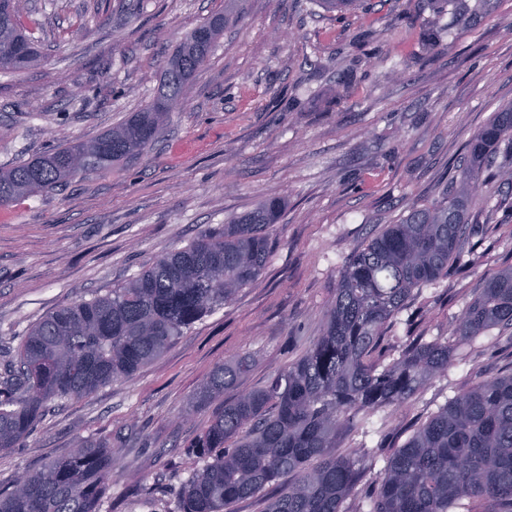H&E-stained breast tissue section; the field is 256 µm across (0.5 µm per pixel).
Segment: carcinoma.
Here are the masks:
<instances>
[{"mask_svg":"<svg viewBox=\"0 0 512 512\" xmlns=\"http://www.w3.org/2000/svg\"><path fill=\"white\" fill-rule=\"evenodd\" d=\"M27 0H0V70L20 73L40 58L20 18ZM228 18L218 15L178 44L159 95L128 120L89 141H69L0 169V206L95 174L130 158L155 138L210 56ZM512 186V106L468 146L451 185L431 204L413 206L357 247L339 272L322 336L262 388L224 403L187 445L202 462L181 484L170 512H234L266 498L263 512H342L360 468L338 457L336 429L353 431L380 409L399 407L430 379L460 363L448 342L411 336L389 363L383 337L419 291L461 265L482 235L472 206ZM283 202L268 201L234 223L161 256L120 288L65 305L31 328L17 355L0 363V448L28 435L55 399L81 398L132 378L193 324L231 301L264 272L269 228ZM512 329V268L489 279L456 324L474 341ZM215 367L197 396L205 404L245 371ZM114 466L112 449L81 442L0 495V512H101ZM294 480L284 486L285 476ZM368 512H512V372L457 392L390 445L375 476Z\"/></svg>","mask_w":512,"mask_h":512,"instance_id":"carcinoma-1","label":"carcinoma"}]
</instances>
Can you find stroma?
Instances as JSON below:
<instances>
[{
  "label": "stroma",
  "mask_w": 512,
  "mask_h": 512,
  "mask_svg": "<svg viewBox=\"0 0 512 512\" xmlns=\"http://www.w3.org/2000/svg\"><path fill=\"white\" fill-rule=\"evenodd\" d=\"M40 62L0 72V167L90 140L144 107L181 38L229 24L139 155L102 174L0 207V349L16 353L43 317L123 286L160 256L271 199L283 201L264 274L196 322L133 378L49 402L32 432L0 450V491L83 441L112 447L102 512H170L197 463L187 445L216 403L196 397L213 369L246 359L225 400L258 389L321 335L344 261L413 204L440 200L495 110L512 103V0H29ZM486 236L459 272L424 287L407 336L448 340L463 361L368 435L342 430L337 455L363 470L343 508L374 488L381 436L425 420L456 392L512 372V338L459 341L456 322L512 267V203L479 211Z\"/></svg>",
  "instance_id": "stroma-1"
}]
</instances>
